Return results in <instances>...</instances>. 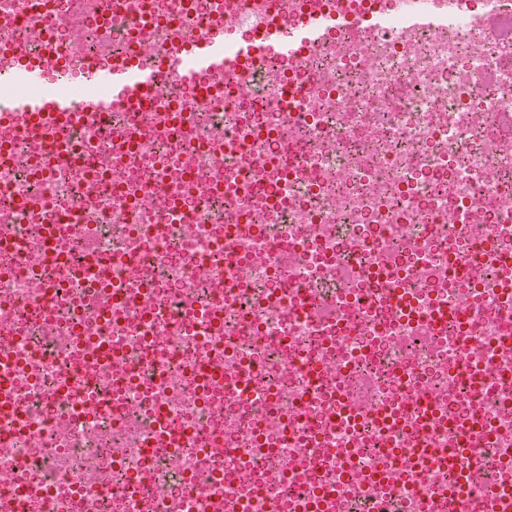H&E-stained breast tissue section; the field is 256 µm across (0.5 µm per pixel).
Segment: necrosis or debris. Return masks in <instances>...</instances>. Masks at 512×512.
I'll return each instance as SVG.
<instances>
[{"instance_id":"necrosis-or-debris-1","label":"necrosis or debris","mask_w":512,"mask_h":512,"mask_svg":"<svg viewBox=\"0 0 512 512\" xmlns=\"http://www.w3.org/2000/svg\"><path fill=\"white\" fill-rule=\"evenodd\" d=\"M432 6L0 0V73L324 24L71 115L66 171L0 123V512H512V0ZM323 33L319 22H307L298 26L291 36L278 37L271 48L276 55L288 58L295 55L300 46L318 45Z\"/></svg>"}]
</instances>
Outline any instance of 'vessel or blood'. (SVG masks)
<instances>
[{"label":"vessel or blood","mask_w":512,"mask_h":512,"mask_svg":"<svg viewBox=\"0 0 512 512\" xmlns=\"http://www.w3.org/2000/svg\"><path fill=\"white\" fill-rule=\"evenodd\" d=\"M322 39L320 23L307 22L298 26L292 35L277 38L272 51L288 58L295 55L299 47L320 44ZM56 52V47H49L43 60H24L11 69V79L20 86L21 91L10 99H0V116L17 114L36 117L39 121L37 134L59 143L66 139L62 118L82 108L107 112L121 100L143 102L161 90L170 79L189 84L194 82L198 73L220 71L229 63L224 55L223 41L200 36L185 46L163 53L158 63L151 67L86 65L83 81L94 89L93 99H85L77 92L33 93V86L42 84L50 76L60 84L70 82L71 72L57 59Z\"/></svg>","instance_id":"obj_1"}]
</instances>
